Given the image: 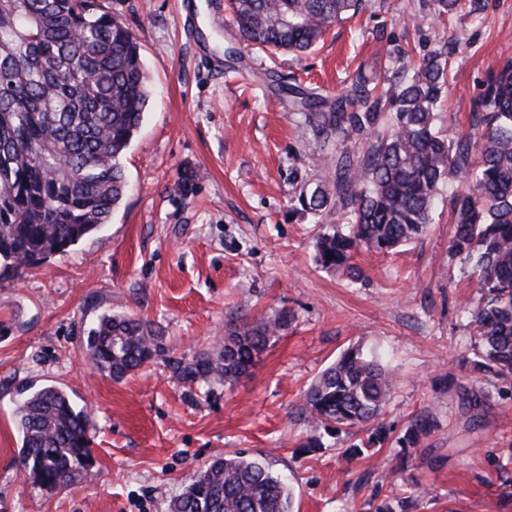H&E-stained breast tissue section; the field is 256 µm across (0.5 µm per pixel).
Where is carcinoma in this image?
Returning <instances> with one entry per match:
<instances>
[{"mask_svg": "<svg viewBox=\"0 0 512 512\" xmlns=\"http://www.w3.org/2000/svg\"><path fill=\"white\" fill-rule=\"evenodd\" d=\"M435 15L478 17L489 0H434ZM249 44L276 55L309 53L362 0H230ZM447 58L436 51L387 79L360 68L352 89L329 101L284 87L310 141L336 147L334 181L303 183L297 202L320 225L317 262L356 282L360 249L390 253L430 224L442 186L465 178L449 206L450 248L475 259L480 294L464 306L476 336L471 364L512 382V59L488 72L471 112V131L456 143L438 135L435 110ZM141 47L105 0H0V278L14 277L110 222L129 188L123 158L150 100ZM293 316L232 324L217 354L175 364L189 383L247 374ZM162 336L121 312L103 314L82 349L115 381L153 360ZM395 386L378 353L346 351L308 388L303 408L326 430L365 429L354 457L395 442L416 448L432 429L426 417L391 439L381 416ZM15 409L21 464L50 490L80 487L93 465L95 423L61 388L20 391ZM169 512H293L288 478L261 457L216 458L185 479Z\"/></svg>", "mask_w": 512, "mask_h": 512, "instance_id": "carcinoma-1", "label": "carcinoma"}]
</instances>
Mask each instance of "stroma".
Wrapping results in <instances>:
<instances>
[{
	"instance_id": "35a3bbf8",
	"label": "stroma",
	"mask_w": 512,
	"mask_h": 512,
	"mask_svg": "<svg viewBox=\"0 0 512 512\" xmlns=\"http://www.w3.org/2000/svg\"><path fill=\"white\" fill-rule=\"evenodd\" d=\"M141 46L152 95L124 158L131 191L110 224L19 276L0 280V512H167L185 477L243 452L288 474L294 512H374L415 497L411 512H512V384L474 370L464 303L479 293L469 261L450 251L453 179L421 238L389 254L363 251L349 285L319 266V228L297 211L302 183L332 176L334 151L314 152L286 99L288 83L327 96L359 68L393 74L459 38L435 126L470 131L487 71L512 57V0L484 20L439 19L433 0H365L315 50L265 55L241 40L227 0H106ZM190 177L188 191L178 187ZM293 319L233 384H190L189 363L224 342L231 321L280 310ZM152 323L163 350L123 381L84 360L102 313ZM382 353L399 382L383 420L416 414L435 427L420 447L349 457L361 431L324 429L302 411L317 376L345 350ZM459 387H449L447 373ZM53 384L96 422L93 464L78 490H47L20 464L19 388ZM485 394L482 411L461 390ZM323 449L304 453L312 436ZM430 494L416 498V486Z\"/></svg>"
}]
</instances>
